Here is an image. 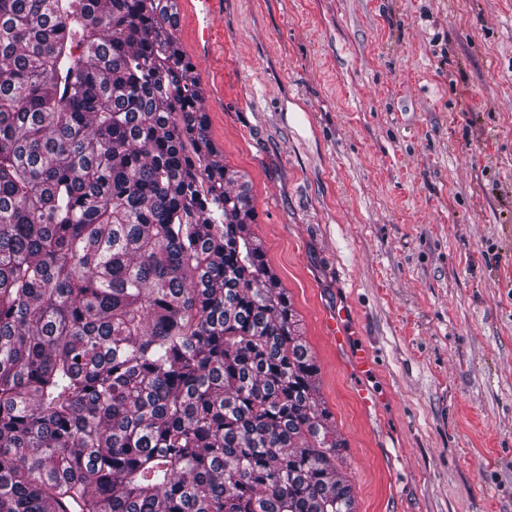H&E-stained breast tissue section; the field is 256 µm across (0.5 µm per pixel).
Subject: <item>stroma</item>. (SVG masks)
Segmentation results:
<instances>
[{
	"instance_id": "35a3bbf8",
	"label": "stroma",
	"mask_w": 512,
	"mask_h": 512,
	"mask_svg": "<svg viewBox=\"0 0 512 512\" xmlns=\"http://www.w3.org/2000/svg\"><path fill=\"white\" fill-rule=\"evenodd\" d=\"M177 36L357 512H512V0H210Z\"/></svg>"
}]
</instances>
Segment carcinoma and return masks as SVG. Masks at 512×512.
<instances>
[{
    "label": "carcinoma",
    "instance_id": "carcinoma-1",
    "mask_svg": "<svg viewBox=\"0 0 512 512\" xmlns=\"http://www.w3.org/2000/svg\"><path fill=\"white\" fill-rule=\"evenodd\" d=\"M176 27L0 0V512H356Z\"/></svg>",
    "mask_w": 512,
    "mask_h": 512
}]
</instances>
